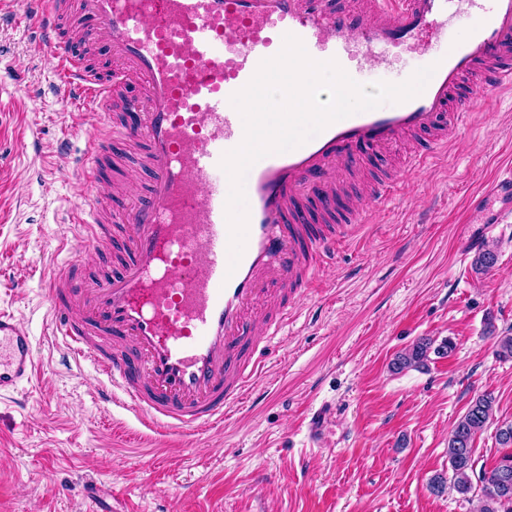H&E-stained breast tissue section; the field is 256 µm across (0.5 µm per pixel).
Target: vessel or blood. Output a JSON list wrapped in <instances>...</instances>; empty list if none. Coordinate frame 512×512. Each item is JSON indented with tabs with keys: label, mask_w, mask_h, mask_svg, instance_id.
<instances>
[{
	"label": "vessel or blood",
	"mask_w": 512,
	"mask_h": 512,
	"mask_svg": "<svg viewBox=\"0 0 512 512\" xmlns=\"http://www.w3.org/2000/svg\"><path fill=\"white\" fill-rule=\"evenodd\" d=\"M20 21L56 76V92L85 132L64 175L93 186L74 209L81 237L45 284L50 333L101 378L104 402L142 427L185 437L223 423L247 398L292 300L367 224V207L399 195L398 171L376 174L363 204L336 183L360 147L407 138L405 171L432 164L479 99L512 92V0H22ZM464 13L462 37L437 41ZM351 76L394 49L437 69L425 89L356 113L247 172L248 235L230 267L223 155L240 145L230 98L285 34ZM144 142L152 181L134 205L113 203L118 141ZM508 197L492 209L491 199ZM489 224L512 223V169L469 200ZM109 268L90 276L81 251ZM39 373L35 340L0 310V397L24 394Z\"/></svg>",
	"instance_id": "1"
}]
</instances>
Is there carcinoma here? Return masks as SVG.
I'll return each mask as SVG.
<instances>
[{
  "instance_id": "carcinoma-1",
  "label": "carcinoma",
  "mask_w": 512,
  "mask_h": 512,
  "mask_svg": "<svg viewBox=\"0 0 512 512\" xmlns=\"http://www.w3.org/2000/svg\"><path fill=\"white\" fill-rule=\"evenodd\" d=\"M497 263V255L491 248L479 252L474 264L477 270L488 272ZM432 341L421 338L411 347L400 352L394 359L397 370L419 368L426 365ZM495 398L485 392L472 400L466 412L455 423L448 439L450 478L437 476L431 485L442 491L449 487L466 500L477 498L480 512H512V423L497 429L499 444L510 449L489 471L476 470L474 442L487 427Z\"/></svg>"
}]
</instances>
